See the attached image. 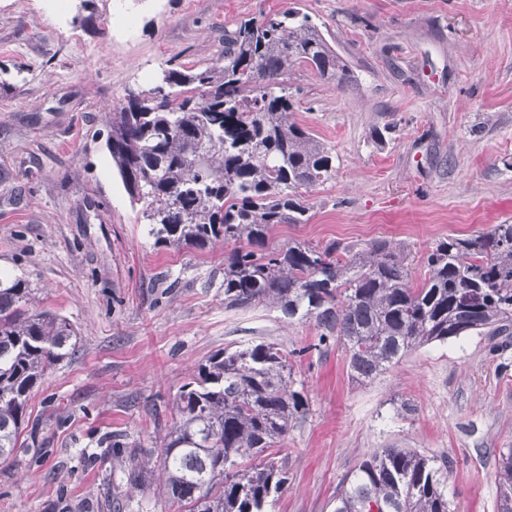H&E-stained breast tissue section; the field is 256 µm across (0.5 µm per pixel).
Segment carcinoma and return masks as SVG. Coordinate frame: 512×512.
Here are the masks:
<instances>
[{
	"label": "carcinoma",
	"instance_id": "1",
	"mask_svg": "<svg viewBox=\"0 0 512 512\" xmlns=\"http://www.w3.org/2000/svg\"><path fill=\"white\" fill-rule=\"evenodd\" d=\"M297 67L325 82L355 79L320 26L286 9L224 30L218 63L163 68L140 97L112 107L106 147L148 236L174 248L235 244L224 303L315 319L318 343H340L358 382L416 347L511 333L512 224L436 240L417 283L390 240L272 243L275 225L308 223L303 192L336 175L331 147L293 119ZM30 300L25 281L0 279L1 460L20 447L30 392L77 336L67 318L29 311ZM175 409L155 462L127 460L132 488L150 487L152 463L172 512H266L288 484L279 445L309 410L287 354L265 342L218 351L179 388ZM447 467L412 448L377 449L343 480L334 512H450ZM498 487L499 512H512V448L500 454Z\"/></svg>",
	"mask_w": 512,
	"mask_h": 512
}]
</instances>
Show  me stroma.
<instances>
[{
    "instance_id": "stroma-1",
    "label": "stroma",
    "mask_w": 512,
    "mask_h": 512,
    "mask_svg": "<svg viewBox=\"0 0 512 512\" xmlns=\"http://www.w3.org/2000/svg\"><path fill=\"white\" fill-rule=\"evenodd\" d=\"M287 8L311 15L358 80L293 72L295 118L338 163L306 194L309 223L276 225L274 244L388 239L420 276L437 238L512 224V0H0V275L78 331L31 392L21 448L0 460V512H167L127 485L125 459L157 457L200 363L262 341L287 353L309 402L268 512H332L377 448L452 459V512H498L512 347L492 356L472 333L352 382L341 347L316 348L314 320L225 305L230 245H154L112 166L109 109L127 89L215 63L236 21Z\"/></svg>"
}]
</instances>
